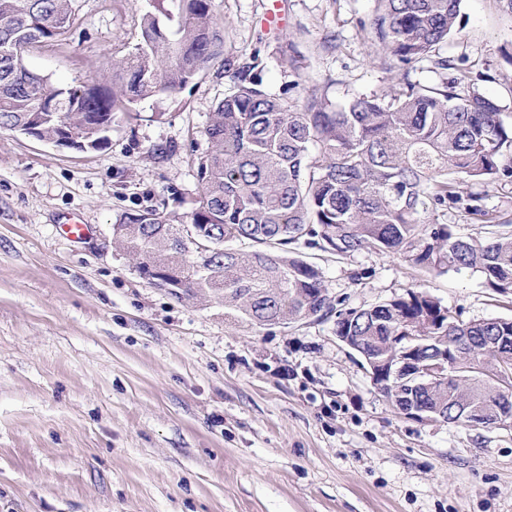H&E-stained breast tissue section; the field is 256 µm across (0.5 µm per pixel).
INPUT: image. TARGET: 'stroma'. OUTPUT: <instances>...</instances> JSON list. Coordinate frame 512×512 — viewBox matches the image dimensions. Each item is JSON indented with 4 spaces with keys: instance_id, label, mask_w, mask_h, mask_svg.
Wrapping results in <instances>:
<instances>
[{
    "instance_id": "1",
    "label": "stroma",
    "mask_w": 512,
    "mask_h": 512,
    "mask_svg": "<svg viewBox=\"0 0 512 512\" xmlns=\"http://www.w3.org/2000/svg\"><path fill=\"white\" fill-rule=\"evenodd\" d=\"M215 0L224 54L179 94L131 104L101 149H59L0 130V512H512V429L465 428L397 413L364 359L336 335L335 312L404 295L424 280L464 321L512 318L480 273L437 274L364 251L306 248L334 311L260 326L224 319L144 278L115 240L124 214L198 207L211 115L259 65L264 90L297 104L434 84L432 59L402 70L372 48L375 0ZM61 38L27 56L60 87L112 85L139 41L150 0H75ZM439 50L512 117V13L463 0ZM479 206L490 215L470 212ZM67 217L88 224L81 242ZM465 237L512 222V183L465 186L422 215Z\"/></svg>"
}]
</instances>
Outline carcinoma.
Segmentation results:
<instances>
[{
    "instance_id": "carcinoma-1",
    "label": "carcinoma",
    "mask_w": 512,
    "mask_h": 512,
    "mask_svg": "<svg viewBox=\"0 0 512 512\" xmlns=\"http://www.w3.org/2000/svg\"><path fill=\"white\" fill-rule=\"evenodd\" d=\"M73 0H0V129L36 128L51 143L60 115L81 137L95 141L118 112L154 96H172L224 53L213 0H152L141 38L112 63V90L87 97L33 75L28 52L63 36L73 24ZM462 0H376L373 45L405 67L432 56L457 29ZM454 74L438 85L404 80L388 94L341 103L311 94L295 108L269 96L248 69L230 74L234 91L220 101L201 157L202 198L192 224H212L220 251L204 259L184 243L180 225L155 208L125 214L121 244L139 271L172 272L171 296L224 304V318L271 324L321 316L330 308L322 272L289 244L316 238L340 257L364 250L393 253L439 274L471 269L497 295L512 293V224L490 238H464L448 224L427 226L420 212L446 210L460 186L512 182V123L498 103L470 89L468 72L447 59ZM249 243V250L229 244ZM465 322L426 289L376 308L336 311V335L380 364L396 362L389 337L421 336L429 360L445 348L438 336H464L455 379L444 388L415 391L449 424L464 426L473 409L512 413V319Z\"/></svg>"
}]
</instances>
